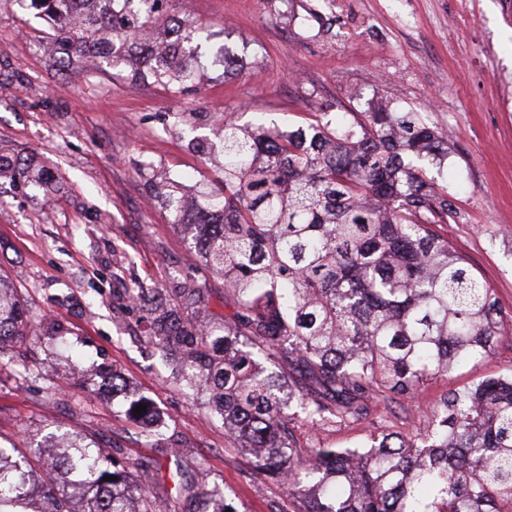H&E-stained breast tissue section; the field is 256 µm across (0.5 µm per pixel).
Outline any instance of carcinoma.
I'll use <instances>...</instances> for the list:
<instances>
[{
    "label": "carcinoma",
    "mask_w": 512,
    "mask_h": 512,
    "mask_svg": "<svg viewBox=\"0 0 512 512\" xmlns=\"http://www.w3.org/2000/svg\"><path fill=\"white\" fill-rule=\"evenodd\" d=\"M72 2L31 0L63 32L56 66L99 47L112 68L175 93L203 68L184 47L196 28L163 13L166 0H81L78 24ZM211 131L187 148L223 172L222 186L154 173L145 188L193 233L236 310L218 330L198 324L207 289L183 282L132 301L156 312L148 341L180 352L184 381L217 407L251 456L252 477L286 484L300 512H512V366L444 394L422 433L304 455L293 448L283 381L266 366L286 356L309 377L298 407L311 423H359L377 400H415L498 347L493 290L434 229L457 214L426 178L448 159V136L421 113L386 105L288 129L213 118ZM3 170L39 180L23 159L0 157ZM28 316L0 273V350L27 338ZM35 460L48 465L38 512H156L132 463L68 433L30 456L0 444V512H29ZM175 473L178 500L237 512L206 479L178 465Z\"/></svg>",
    "instance_id": "cac0c4a2"
}]
</instances>
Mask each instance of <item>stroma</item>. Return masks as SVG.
Returning a JSON list of instances; mask_svg holds the SVG:
<instances>
[{"label":"stroma","instance_id":"35a3bbf8","mask_svg":"<svg viewBox=\"0 0 512 512\" xmlns=\"http://www.w3.org/2000/svg\"><path fill=\"white\" fill-rule=\"evenodd\" d=\"M198 29L202 59L227 50L240 72L209 66L187 92L132 82L128 72L53 67V31L30 0H0V156L49 170L38 187L0 179V272L24 297L34 331L0 354V442L34 446L80 434L122 461L151 470L153 500L168 499L167 466L205 474L238 512H299L273 480H254L250 458L206 395L187 394L171 359L146 342L147 313L129 288L204 282L209 311L234 306L219 279H204L192 237L144 190L149 166L188 186L214 169L189 152L209 127L173 128L177 112H218L302 125L318 112H363L383 100L422 113L448 134V158L429 177L453 196L450 245L495 292L507 331L493 354L431 381L419 398L377 403L360 424L313 427L296 414L298 448H347L371 434L426 429V407L512 366V0H177ZM61 325L65 339L51 335ZM120 375L149 399L167 437L151 445L126 396L99 393Z\"/></svg>","mask_w":512,"mask_h":512}]
</instances>
